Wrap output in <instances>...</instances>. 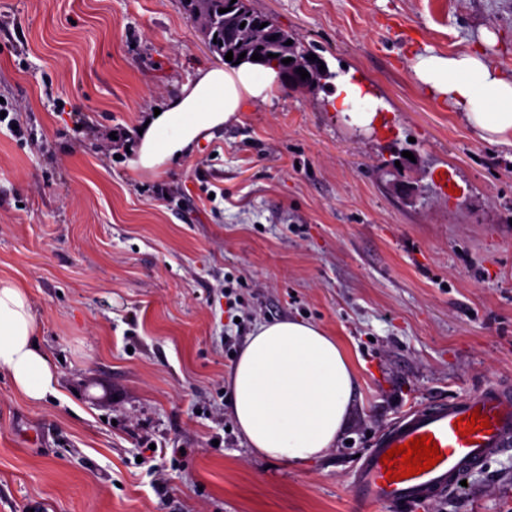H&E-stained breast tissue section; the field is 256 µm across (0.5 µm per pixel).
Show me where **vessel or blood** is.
<instances>
[{
  "instance_id": "b4317fda",
  "label": "vessel or blood",
  "mask_w": 512,
  "mask_h": 512,
  "mask_svg": "<svg viewBox=\"0 0 512 512\" xmlns=\"http://www.w3.org/2000/svg\"><path fill=\"white\" fill-rule=\"evenodd\" d=\"M476 410L488 417L489 427L461 436L455 428L458 418L471 417ZM424 435L439 447V463L410 478L387 480L380 463L382 455ZM511 447L512 387L493 383L463 399L407 412L361 455L350 485L351 496L364 508L425 502L452 492L465 473Z\"/></svg>"
}]
</instances>
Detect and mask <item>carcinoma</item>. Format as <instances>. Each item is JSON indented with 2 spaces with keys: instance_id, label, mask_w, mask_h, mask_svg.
Segmentation results:
<instances>
[{
  "instance_id": "cac0c4a2",
  "label": "carcinoma",
  "mask_w": 512,
  "mask_h": 512,
  "mask_svg": "<svg viewBox=\"0 0 512 512\" xmlns=\"http://www.w3.org/2000/svg\"><path fill=\"white\" fill-rule=\"evenodd\" d=\"M229 0H188L190 11L195 14L207 28L209 47L224 57L233 52V58L241 53H257L265 63H277L284 68L282 60L288 57L283 51L281 41L288 37V31L283 29L268 15L248 9L243 13L228 11L219 13L226 8ZM267 26H262V23ZM276 39H271V36ZM274 57H268V54Z\"/></svg>"
}]
</instances>
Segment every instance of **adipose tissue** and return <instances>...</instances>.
Masks as SVG:
<instances>
[{"instance_id":"adipose-tissue-1","label":"adipose tissue","mask_w":512,"mask_h":512,"mask_svg":"<svg viewBox=\"0 0 512 512\" xmlns=\"http://www.w3.org/2000/svg\"><path fill=\"white\" fill-rule=\"evenodd\" d=\"M411 68L415 79L462 112L482 139L512 146V77L483 52L428 49L414 56ZM333 84L336 111L353 124L370 125L379 103L363 94L352 72L337 73ZM282 92L281 74L273 65L246 60L200 71L144 127L131 166L155 170L188 156L200 140ZM37 341L25 289L0 280V370L33 401L55 391L50 356ZM356 386L355 371L335 337L317 324L283 319L260 324L247 337L232 369L228 403L257 454L297 463L332 448Z\"/></svg>"}]
</instances>
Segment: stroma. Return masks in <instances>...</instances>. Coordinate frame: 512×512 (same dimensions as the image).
<instances>
[{
	"label": "stroma",
	"mask_w": 512,
	"mask_h": 512,
	"mask_svg": "<svg viewBox=\"0 0 512 512\" xmlns=\"http://www.w3.org/2000/svg\"><path fill=\"white\" fill-rule=\"evenodd\" d=\"M381 101L331 83L241 113L182 162L137 130L222 64L183 0H0V280L21 283L55 394L0 371V512H358V456L409 409L512 384V146L410 69L483 46L512 77V0H250ZM408 151L415 160L393 164ZM313 322L357 378L325 456L254 452L228 374L256 325ZM449 496L512 512V450ZM333 84L336 112L348 115L353 124L369 126L381 104L369 94L362 95V88L354 81L353 71H336Z\"/></svg>",
	"instance_id": "1"
}]
</instances>
